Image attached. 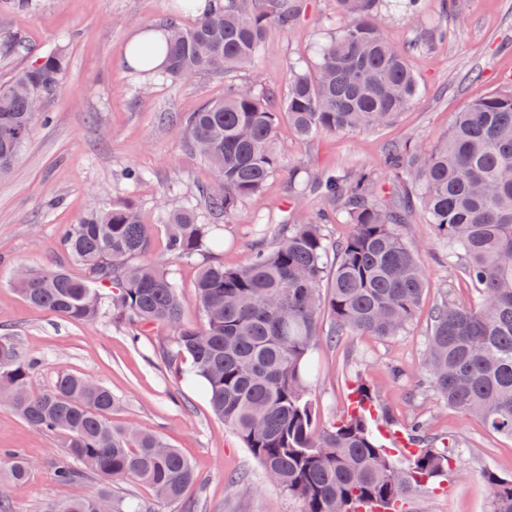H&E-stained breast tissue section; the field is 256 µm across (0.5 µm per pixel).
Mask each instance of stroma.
<instances>
[{
	"mask_svg": "<svg viewBox=\"0 0 512 512\" xmlns=\"http://www.w3.org/2000/svg\"><path fill=\"white\" fill-rule=\"evenodd\" d=\"M418 15L413 23L390 10L383 28L389 42L409 51L420 85L412 105L389 126L322 133L305 141L281 123L279 170L259 197L242 200L226 221L223 249L172 264L164 212L196 205L198 186L213 176L170 116L197 111L222 96L225 85H246L256 76L284 95L291 66L311 64L318 47L340 26L336 0H304L293 26L270 28L254 66L221 77L201 72L177 83L134 73L125 62L135 30L174 17L191 24V17L179 15L175 0H30L23 11L0 13V42L17 34L27 45L19 54L0 55V85L50 51L62 48L69 57L62 88L45 105L49 123H36L15 168L0 179V336L12 337L25 355L37 359L34 389H50L63 374L84 376L117 399L116 424H135L177 448L199 476L184 501L196 512H301L302 504L272 484L232 430L212 414L201 382L187 379L164 358L173 341L171 328L148 325L133 337L111 317L69 321L29 306L13 286V273L21 265L62 266L73 276L87 277L86 268L60 245L64 229L92 205L131 197L152 226L147 260L171 265L183 321L201 322L195 296L201 266H240L255 245L273 246L279 224L297 210L311 216L326 210L315 192L305 205L295 203L293 172L382 170L388 148L430 145L468 104L512 86V0H457L452 11L445 10L443 0H419ZM129 168L145 171L146 180L128 183L124 172ZM402 231L418 247L426 276L418 315L397 336L320 339L310 388L316 426H330L341 416L351 385L364 382L381 409L379 423L391 421L404 430L423 422L434 447L453 449V472L438 488L414 495L409 512H488L490 488L482 473L512 477V440L489 434L424 383L433 308L445 297L474 304L478 296L449 267L447 249L437 244L420 211L409 215ZM0 449L22 450L34 464L25 483L9 488L14 512H43L47 503L103 487L90 476L58 483L54 472L64 460L58 436L31 429L3 404ZM238 473L247 474L250 492L228 484V477Z\"/></svg>",
	"mask_w": 512,
	"mask_h": 512,
	"instance_id": "1",
	"label": "stroma"
}]
</instances>
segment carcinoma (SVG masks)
<instances>
[{"mask_svg": "<svg viewBox=\"0 0 512 512\" xmlns=\"http://www.w3.org/2000/svg\"><path fill=\"white\" fill-rule=\"evenodd\" d=\"M382 0H336L345 23L320 47L313 69L293 66L280 110L256 79L227 85L224 95L172 120L187 144L211 166L214 181L197 189L212 223L190 206L167 211V249L178 260L224 246L219 220L240 201L261 194L278 171L275 133L288 120L301 140L385 126L418 93L403 51L382 33ZM297 0H223L210 14L181 26L165 24L164 75L185 80L199 72L222 76L251 65L269 28L290 25ZM68 69L64 51L45 54L19 72L22 85L0 87V177L17 162L34 123L48 119L35 98L59 91ZM405 189L399 206L383 202L380 174ZM382 173L295 176L293 193L317 192L336 220L350 226L336 242L322 219L296 218L278 228V242L255 250L238 267L206 266L196 282L202 324L181 320L179 286L169 270L137 262L149 247L151 225L128 198L91 206L61 237L62 248L88 271L76 279L62 268L23 267L13 284L31 306L73 322L105 314L132 329L168 324L171 363L190 359L189 373L204 381L212 412L238 436L272 483L299 499L301 512H407L416 493L435 488L454 457L427 443L416 424V451L400 464L376 437L372 394L360 384L354 406L320 433L309 397L310 353L330 320L332 336H397L416 317L426 287L418 250L400 231L407 213L421 208L448 259L480 301L447 300L432 311L425 369L449 407L481 421L491 434L512 439V87L470 103L448 132L427 147L388 151ZM37 361L9 336H0V398L32 428L61 438L66 462L61 484L89 472L98 479L135 481L159 502L182 498L198 476L160 435L112 424L117 400L85 377L63 374L48 390L30 385ZM3 478L24 482L31 461L16 449L0 452ZM483 476L489 512H512V478ZM104 493L55 501L45 512H99Z\"/></svg>", "mask_w": 512, "mask_h": 512, "instance_id": "cac0c4a2", "label": "carcinoma"}]
</instances>
